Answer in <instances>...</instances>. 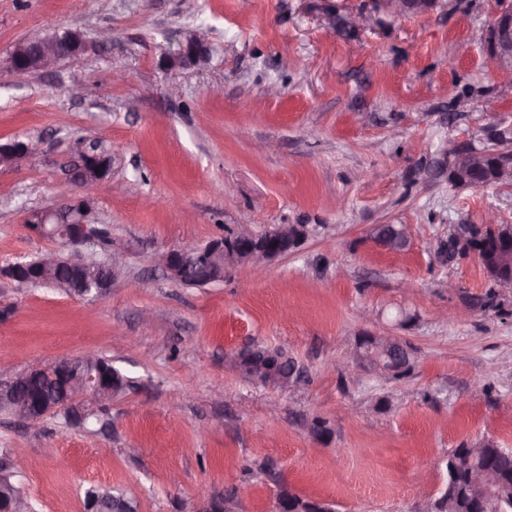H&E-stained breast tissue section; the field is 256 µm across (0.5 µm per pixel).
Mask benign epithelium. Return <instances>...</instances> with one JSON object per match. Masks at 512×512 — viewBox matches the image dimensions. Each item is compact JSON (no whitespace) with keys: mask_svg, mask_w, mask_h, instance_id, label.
I'll use <instances>...</instances> for the list:
<instances>
[{"mask_svg":"<svg viewBox=\"0 0 512 512\" xmlns=\"http://www.w3.org/2000/svg\"><path fill=\"white\" fill-rule=\"evenodd\" d=\"M435 0H377L378 5L397 15L422 13L430 8ZM488 56L493 63L504 70H512V9L501 12L494 20L485 36ZM87 49V41L78 31L33 42L21 49L24 60L43 69L54 67L63 59L80 55ZM38 144L32 140H14L0 144V165H12L22 160H30L38 153ZM448 179L455 185L476 187L482 183L504 186L512 183V149L487 148L470 153L452 148L448 151ZM106 158L94 157L90 161L82 159L78 170L81 195L70 197L56 207L45 211L31 212L27 224L38 236L61 241L67 252L59 254L54 250L42 253L41 261L45 268L64 267L70 279L68 286L92 275L99 285L98 293L105 292L118 276V262L112 250H99V225L88 219L85 211L91 194L107 178L104 169ZM306 224H280L272 235L280 239L277 247H266L262 233L242 229L238 237L254 239L253 249L248 253L237 251L239 244L231 238L217 237L206 247L185 241L180 245L159 253L155 261L167 275L190 286H206L224 280L230 268L248 264L255 268L275 258L285 256L297 248L309 236ZM512 256L500 252L487 262V271L493 276L496 286L512 288ZM409 358L408 350L393 336H379L373 350H363L355 354L356 367L369 366L383 374L393 375L402 372ZM236 363L250 378L269 385H285L292 377L285 376L283 369H267L257 366L248 357V351L241 352ZM67 369L64 379V396L59 404L49 402L38 409L28 403V384L42 371L40 367L18 372L5 381H0V396L7 395L13 403L12 415L28 424L39 422L50 413L65 411L70 424L82 426L85 422V405L90 399L99 404L112 402V398L123 392L125 382L118 371H112V386L100 383L98 377L99 357L87 355L75 359H62L51 365V369ZM186 512H224V496L210 495L192 502Z\"/></svg>","mask_w":512,"mask_h":512,"instance_id":"1","label":"benign epithelium"}]
</instances>
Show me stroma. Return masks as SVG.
Instances as JSON below:
<instances>
[{"label": "stroma", "mask_w": 512, "mask_h": 512, "mask_svg": "<svg viewBox=\"0 0 512 512\" xmlns=\"http://www.w3.org/2000/svg\"><path fill=\"white\" fill-rule=\"evenodd\" d=\"M506 8L0 0V143L41 144L0 166V264L62 250L26 217L79 194L73 174L93 146L112 170L90 220L121 261L93 299L0 280V375L95 355L129 381L85 427L0 414V457L35 512H84L100 485L128 490L138 512H183L242 486L232 512H274L284 489L335 512H423L453 448H512V292L492 293L476 257L437 255L456 225L491 212L512 224V186L457 187L445 170L446 148L512 132V71L483 41ZM54 30L80 32L88 51L15 73V43ZM278 224L311 234L262 270L195 288L154 267L182 240ZM377 224L415 235L391 250L371 236ZM366 333L402 340L407 376L352 377ZM258 345L293 358L298 376L270 387L243 375L232 357Z\"/></svg>", "instance_id": "stroma-1"}]
</instances>
